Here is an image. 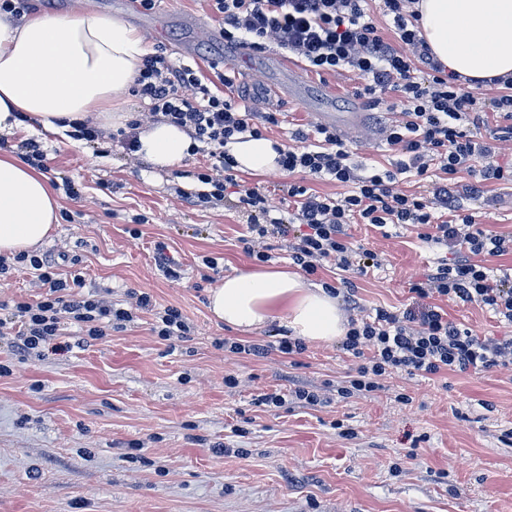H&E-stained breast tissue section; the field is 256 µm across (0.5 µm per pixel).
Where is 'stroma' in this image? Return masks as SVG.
<instances>
[{
  "instance_id": "1",
  "label": "stroma",
  "mask_w": 512,
  "mask_h": 512,
  "mask_svg": "<svg viewBox=\"0 0 512 512\" xmlns=\"http://www.w3.org/2000/svg\"><path fill=\"white\" fill-rule=\"evenodd\" d=\"M155 12L147 43L212 77L219 45L198 40L189 56L179 53L184 17L215 22L203 0H159ZM361 85L349 70L309 73L302 102L274 100L279 123L267 138L291 146L312 107L368 108ZM40 145L53 186L78 190L62 198L43 246L67 255L64 279L115 301L148 292L157 307L181 310L192 332L169 344L145 316L95 344L40 358L18 354L0 335V363L11 369L0 377V512H512V364L430 378L394 372L376 391L344 397L355 360L338 344L310 342L295 356L225 351L224 339L288 331L277 319L244 334L207 309L209 288L256 263L239 242L246 213L176 195L201 190L207 157L159 172L117 142L96 147L49 133ZM479 212L483 224L512 232V185L487 184ZM140 214L147 223H137ZM349 233L381 263L348 277L367 309L415 307L411 283L446 254L413 230L385 238L354 224ZM159 241L178 279L159 271ZM40 291L29 264L0 274V302L32 301ZM444 307L475 335L512 334L479 304ZM295 381L317 390L320 404H260L263 393Z\"/></svg>"
}]
</instances>
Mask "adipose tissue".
<instances>
[{
	"label": "adipose tissue",
	"mask_w": 512,
	"mask_h": 512,
	"mask_svg": "<svg viewBox=\"0 0 512 512\" xmlns=\"http://www.w3.org/2000/svg\"><path fill=\"white\" fill-rule=\"evenodd\" d=\"M420 27L433 56L448 71L475 81L512 77V0H419ZM149 48L140 31L92 7L80 12L0 15V137L42 128L65 135L70 121L93 117L103 128L125 126L123 108ZM138 153L155 168L179 166L192 141L168 122L138 133ZM239 171L262 177L278 168L273 140L236 135L224 145ZM60 199L49 177L0 153V255L30 252L49 240ZM216 321L244 332L282 319L292 336L331 344L347 320L322 288L285 268L225 275L208 293Z\"/></svg>",
	"instance_id": "obj_1"
}]
</instances>
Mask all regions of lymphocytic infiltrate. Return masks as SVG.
I'll return each instance as SVG.
<instances>
[{"instance_id":"lymphocytic-infiltrate-1","label":"lymphocytic infiltrate","mask_w":512,"mask_h":512,"mask_svg":"<svg viewBox=\"0 0 512 512\" xmlns=\"http://www.w3.org/2000/svg\"><path fill=\"white\" fill-rule=\"evenodd\" d=\"M219 18L226 44L251 42L263 48L273 41L284 52L303 60L319 74L342 69L357 72L360 90L373 106L387 105L400 119L385 128L386 141L398 154L393 168L366 170L351 158L335 132L319 129L317 137L295 130L294 147L281 151V170L301 171L344 186L341 194L321 193L298 182L273 188H238L236 163L224 145L235 135L261 136V127L275 124L271 112L240 106L189 67L175 65L163 51L143 57L132 88L149 102L152 121L184 128L202 144L211 159L209 172L199 174L203 188L180 191L182 201L211 208L246 212L249 241L271 234L288 239V256L302 271L315 273L321 262L335 261L342 271L378 266L376 253L355 248L349 227L367 224L419 230L423 240L446 247L451 256L439 260L411 293L421 299L418 311L397 313L385 308L350 319L341 348L359 365L346 392H372L379 377L392 371L436 376L445 371H485L512 361V337L485 339L452 322L442 299L466 305L480 303L512 323V274H495L485 257L503 255L512 235L487 228L475 209L459 201L460 191L480 199L489 181L512 182V161H500L495 144L512 140V79L499 77L498 91L486 98L447 74L434 58L416 24V0H383L392 17L393 34L385 36L367 12V0H207ZM400 94L386 103L388 91ZM475 180L459 187L460 171ZM421 180L419 191L400 189V177ZM287 201L285 215L274 216L271 195ZM31 266L47 291L34 302L18 301L0 312V335L27 354L56 346L67 326H77L80 344L89 345L108 331L152 313V330L162 340L186 339L191 328L174 307L156 310L149 293L137 294L134 304L120 306L96 295L75 292L57 278V260L32 257Z\"/></svg>"}]
</instances>
